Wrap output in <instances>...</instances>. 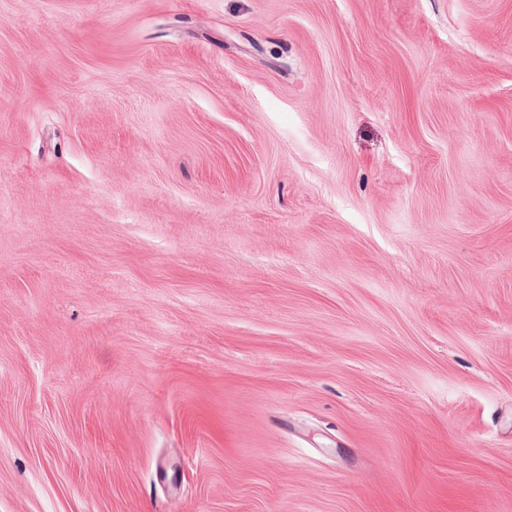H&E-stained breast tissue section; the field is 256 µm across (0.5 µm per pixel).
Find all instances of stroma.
Returning a JSON list of instances; mask_svg holds the SVG:
<instances>
[{
  "label": "stroma",
  "instance_id": "1",
  "mask_svg": "<svg viewBox=\"0 0 512 512\" xmlns=\"http://www.w3.org/2000/svg\"><path fill=\"white\" fill-rule=\"evenodd\" d=\"M0 512H512V0H0Z\"/></svg>",
  "mask_w": 512,
  "mask_h": 512
}]
</instances>
